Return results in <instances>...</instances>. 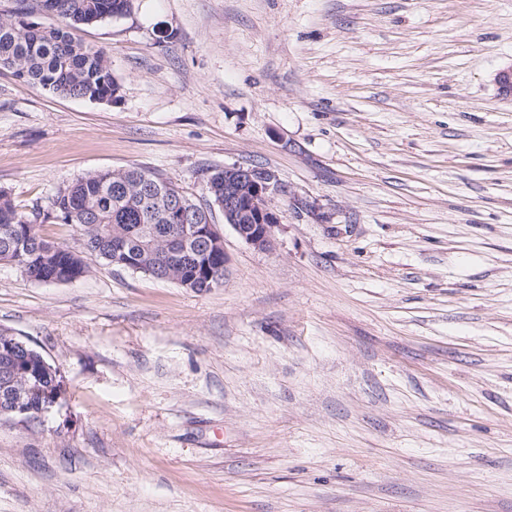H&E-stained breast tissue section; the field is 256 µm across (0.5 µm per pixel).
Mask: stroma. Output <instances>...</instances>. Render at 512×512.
<instances>
[{"mask_svg": "<svg viewBox=\"0 0 512 512\" xmlns=\"http://www.w3.org/2000/svg\"><path fill=\"white\" fill-rule=\"evenodd\" d=\"M109 102L0 69L25 213L140 166L207 203L274 171L272 249L223 285L0 262V329L64 395L0 418V512H512V0H133L81 26Z\"/></svg>", "mask_w": 512, "mask_h": 512, "instance_id": "obj_1", "label": "stroma"}]
</instances>
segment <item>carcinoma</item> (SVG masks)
<instances>
[{
	"label": "carcinoma",
	"instance_id": "1",
	"mask_svg": "<svg viewBox=\"0 0 512 512\" xmlns=\"http://www.w3.org/2000/svg\"><path fill=\"white\" fill-rule=\"evenodd\" d=\"M11 19H0V68L36 88L76 99L112 98L119 86L101 49L85 45L75 34L82 25L127 13V0H16ZM47 11L59 24L44 26L31 17ZM210 206L185 198L172 181L130 166L90 173L52 198L50 211L29 216L0 191V262L19 267L37 282H72L87 272L68 247L43 238L38 218L74 224L84 245L104 264L143 273L196 292L224 283V250L196 236L191 227L171 220L182 203L193 208L194 223H212L211 206L224 207V170L208 177ZM40 353L28 348L15 357L0 355V370L13 385L0 400H22L28 421L56 400L59 380L42 372Z\"/></svg>",
	"mask_w": 512,
	"mask_h": 512
}]
</instances>
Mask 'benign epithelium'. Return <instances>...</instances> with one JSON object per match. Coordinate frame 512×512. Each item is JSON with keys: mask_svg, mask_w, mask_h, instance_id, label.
<instances>
[{"mask_svg": "<svg viewBox=\"0 0 512 512\" xmlns=\"http://www.w3.org/2000/svg\"><path fill=\"white\" fill-rule=\"evenodd\" d=\"M281 191L276 174L251 166L224 167V224L230 226L248 245L269 250L274 245L273 228L278 217L272 207V194ZM245 214L254 223L241 222Z\"/></svg>", "mask_w": 512, "mask_h": 512, "instance_id": "1", "label": "benign epithelium"}]
</instances>
